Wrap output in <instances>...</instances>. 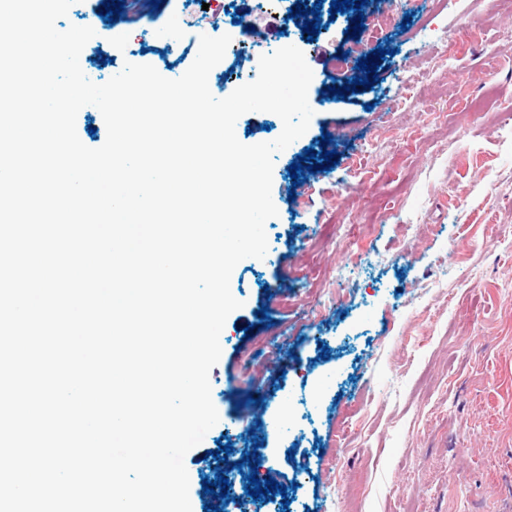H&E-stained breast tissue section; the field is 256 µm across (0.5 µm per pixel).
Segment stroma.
<instances>
[{
	"instance_id": "obj_1",
	"label": "stroma",
	"mask_w": 512,
	"mask_h": 512,
	"mask_svg": "<svg viewBox=\"0 0 512 512\" xmlns=\"http://www.w3.org/2000/svg\"><path fill=\"white\" fill-rule=\"evenodd\" d=\"M296 2L170 0L159 18L124 0L105 26L78 0L57 22L95 30L80 66L100 84L128 61L178 78L197 37L239 16L245 51L210 72L215 97L283 44L313 71L309 128L274 158L267 254L231 276L242 306L209 375L219 421L185 457L192 512L214 501L204 481L244 480L215 450L241 447L258 391L257 454L286 487L263 512H512V124L471 105L490 89L512 98V10L385 0L390 24L352 39L324 7L310 41L283 23ZM379 48L373 87L326 96L348 77L338 57ZM326 133L338 164L293 186L290 164Z\"/></svg>"
}]
</instances>
